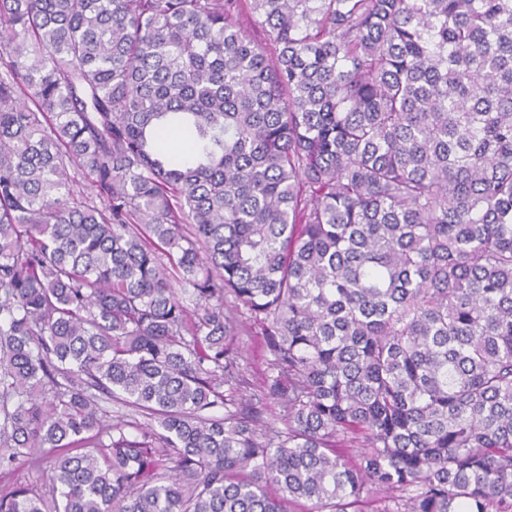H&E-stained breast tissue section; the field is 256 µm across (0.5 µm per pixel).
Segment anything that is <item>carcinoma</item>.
<instances>
[{
  "instance_id": "cac0c4a2",
  "label": "carcinoma",
  "mask_w": 512,
  "mask_h": 512,
  "mask_svg": "<svg viewBox=\"0 0 512 512\" xmlns=\"http://www.w3.org/2000/svg\"><path fill=\"white\" fill-rule=\"evenodd\" d=\"M22 464L0 512H512V0H0ZM242 328L236 336L240 351L241 391L243 401H249L261 409L265 421L271 422L278 430L285 426L281 421L282 408L278 403L264 399L267 376L273 359L266 343L264 324L250 312L242 309Z\"/></svg>"
}]
</instances>
